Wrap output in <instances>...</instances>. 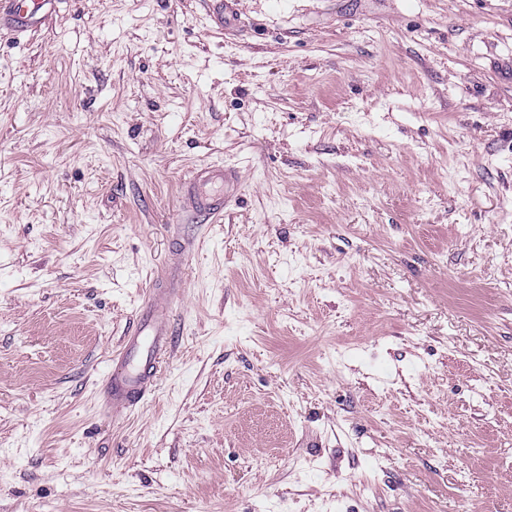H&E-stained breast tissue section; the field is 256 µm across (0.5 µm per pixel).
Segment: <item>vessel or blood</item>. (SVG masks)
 Returning a JSON list of instances; mask_svg holds the SVG:
<instances>
[{
  "instance_id": "obj_1",
  "label": "vessel or blood",
  "mask_w": 512,
  "mask_h": 512,
  "mask_svg": "<svg viewBox=\"0 0 512 512\" xmlns=\"http://www.w3.org/2000/svg\"><path fill=\"white\" fill-rule=\"evenodd\" d=\"M59 0H0V30L25 34L41 28L53 15ZM236 168L210 165L194 169L182 189L190 212L206 221H217L237 196ZM176 293L173 281L153 289L137 321L126 333L113 356L114 369L107 376L103 393L113 409L136 406L152 393L167 359L172 329L166 300Z\"/></svg>"
}]
</instances>
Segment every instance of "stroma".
I'll list each match as a JSON object with an SVG mask.
<instances>
[{"instance_id":"35a3bbf8","label":"stroma","mask_w":512,"mask_h":512,"mask_svg":"<svg viewBox=\"0 0 512 512\" xmlns=\"http://www.w3.org/2000/svg\"><path fill=\"white\" fill-rule=\"evenodd\" d=\"M236 9L0 32V512H512V0ZM174 263L168 366L115 411ZM239 173L234 167L210 165L195 168L182 185L189 211L206 222L217 221L236 199Z\"/></svg>"}]
</instances>
